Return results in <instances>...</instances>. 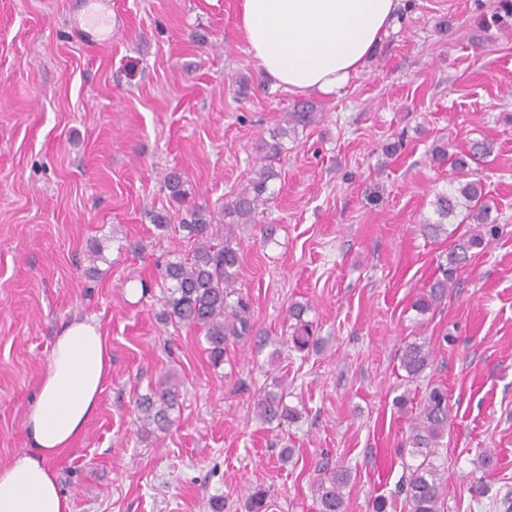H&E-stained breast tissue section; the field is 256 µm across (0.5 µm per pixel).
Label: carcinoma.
<instances>
[{
  "mask_svg": "<svg viewBox=\"0 0 512 512\" xmlns=\"http://www.w3.org/2000/svg\"><path fill=\"white\" fill-rule=\"evenodd\" d=\"M315 111L314 102L297 101L282 115L269 138L261 139L257 147L259 166L246 185L213 210L206 205L190 207L192 220L182 228L194 240L193 254L189 259L169 262L165 267L163 320L177 328L203 332L215 367L224 363L229 343L252 336L255 328L249 300L235 288L240 269L235 227L258 223L259 214L271 199L269 181L277 176L275 164L286 152L285 140L296 134L298 127L312 124ZM491 152V144L481 142L474 144L470 153L454 158L452 166L457 172V187L436 195L433 206L437 219L422 224L424 233L430 236L447 231L448 221L457 218L472 228L448 252L446 263L439 265L441 275L429 281L414 301L413 308L421 315L429 313L448 297V289L454 287L457 273L470 259V251L482 247L486 235L494 236L499 231L498 225L487 224L491 205L485 199L481 181L471 179L475 175L471 163L484 159ZM163 184L173 202L185 203L179 172L167 173ZM305 313L306 307L297 303L288 309L289 317L295 320L289 343L298 351H305L314 344L312 325L303 319ZM431 357L432 351L426 345L406 344L400 355L405 380L418 379L430 365ZM177 404V391L169 384L140 398L137 410L141 428L153 425L160 430L167 429L172 423L170 411ZM254 408L268 422L297 417L296 411L283 403L282 396L269 391L257 397ZM447 428L448 396L443 389L434 387L416 407L411 454L420 458V462L408 467V475L401 485L404 512H444L445 486L434 457ZM350 480V471L339 467L331 469L314 484L319 512H345Z\"/></svg>",
  "mask_w": 512,
  "mask_h": 512,
  "instance_id": "obj_1",
  "label": "carcinoma"
}]
</instances>
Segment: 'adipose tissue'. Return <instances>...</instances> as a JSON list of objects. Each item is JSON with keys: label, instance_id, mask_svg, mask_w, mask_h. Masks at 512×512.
Here are the masks:
<instances>
[{"label": "adipose tissue", "instance_id": "obj_1", "mask_svg": "<svg viewBox=\"0 0 512 512\" xmlns=\"http://www.w3.org/2000/svg\"><path fill=\"white\" fill-rule=\"evenodd\" d=\"M398 8L399 0H241L240 26L273 85L333 95L395 29ZM110 365L96 321L72 322L56 337L25 413L28 448L0 465V512H72L49 462L85 431Z\"/></svg>", "mask_w": 512, "mask_h": 512}]
</instances>
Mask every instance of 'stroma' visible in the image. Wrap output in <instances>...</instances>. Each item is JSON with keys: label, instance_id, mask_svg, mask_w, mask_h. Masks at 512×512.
Listing matches in <instances>:
<instances>
[{"label": "stroma", "instance_id": "obj_1", "mask_svg": "<svg viewBox=\"0 0 512 512\" xmlns=\"http://www.w3.org/2000/svg\"><path fill=\"white\" fill-rule=\"evenodd\" d=\"M82 0H0V463L27 446L24 414L55 336L98 321L112 365L98 409L52 460L72 512H319L326 467H347L346 512H403L413 419L396 396L448 394L438 450L445 512H512V16L495 0H401L398 24L316 120L286 142L258 226L237 231V286L267 338L212 366L202 332L164 323L162 273L191 248L152 216L229 199L294 94L273 88L240 30L239 0H112V38L88 47ZM493 150L477 170L499 224L447 299L411 304L452 239L427 238L451 164L436 147ZM272 226L264 237V226ZM319 345L287 346L292 303ZM432 362L406 382L399 354ZM179 385L172 425L144 432L136 400ZM287 386L297 419L258 417ZM290 457H282L283 448ZM483 480L487 497L469 487ZM431 357L432 351L425 344H406L400 355V367L406 373L405 380H417L430 365Z\"/></svg>", "mask_w": 512, "mask_h": 512}]
</instances>
